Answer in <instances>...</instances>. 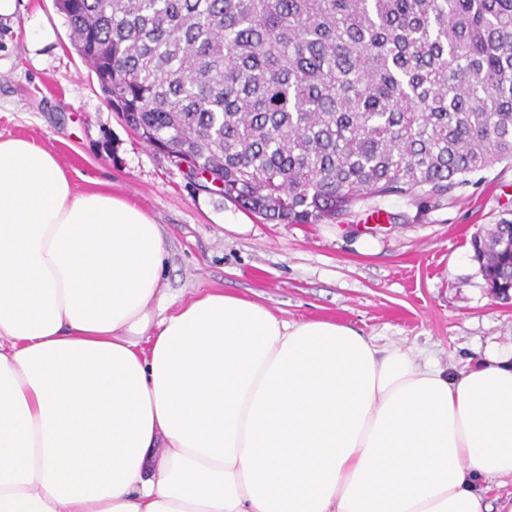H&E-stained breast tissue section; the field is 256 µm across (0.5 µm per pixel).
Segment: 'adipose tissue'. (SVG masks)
<instances>
[{"instance_id": "obj_1", "label": "adipose tissue", "mask_w": 512, "mask_h": 512, "mask_svg": "<svg viewBox=\"0 0 512 512\" xmlns=\"http://www.w3.org/2000/svg\"><path fill=\"white\" fill-rule=\"evenodd\" d=\"M162 225L0 136V512H491L512 361L451 375L221 289Z\"/></svg>"}]
</instances>
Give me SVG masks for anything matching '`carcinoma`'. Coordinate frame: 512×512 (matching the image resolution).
<instances>
[{
	"instance_id": "cac0c4a2",
	"label": "carcinoma",
	"mask_w": 512,
	"mask_h": 512,
	"mask_svg": "<svg viewBox=\"0 0 512 512\" xmlns=\"http://www.w3.org/2000/svg\"><path fill=\"white\" fill-rule=\"evenodd\" d=\"M136 132L267 219L512 163V0H58ZM512 298V219L471 240Z\"/></svg>"
}]
</instances>
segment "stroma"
<instances>
[{"label":"stroma","instance_id":"1","mask_svg":"<svg viewBox=\"0 0 512 512\" xmlns=\"http://www.w3.org/2000/svg\"><path fill=\"white\" fill-rule=\"evenodd\" d=\"M52 40L32 51L29 26ZM56 0L0 17V135L25 138L78 172L76 191L122 196L162 224L170 306L211 288L291 322L347 325L456 373L512 355V303L495 299L470 241L512 214V165L439 200L371 196L317 224H278L190 180L107 103Z\"/></svg>","mask_w":512,"mask_h":512}]
</instances>
